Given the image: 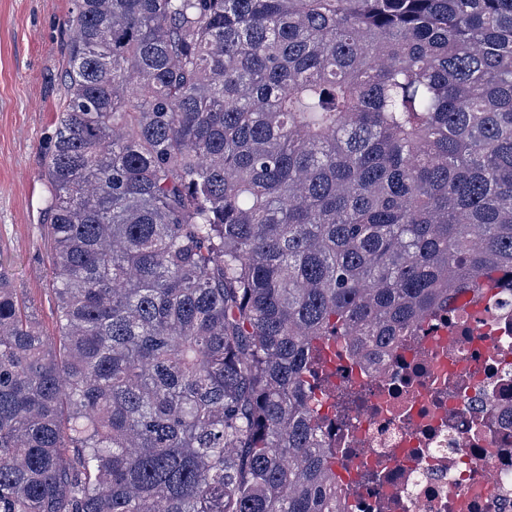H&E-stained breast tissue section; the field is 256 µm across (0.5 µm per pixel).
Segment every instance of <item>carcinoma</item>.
Listing matches in <instances>:
<instances>
[{
    "label": "carcinoma",
    "mask_w": 512,
    "mask_h": 512,
    "mask_svg": "<svg viewBox=\"0 0 512 512\" xmlns=\"http://www.w3.org/2000/svg\"><path fill=\"white\" fill-rule=\"evenodd\" d=\"M53 349L0 271V512H339L310 378L512 286V0H75Z\"/></svg>",
    "instance_id": "1"
}]
</instances>
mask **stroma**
<instances>
[{
    "label": "stroma",
    "mask_w": 512,
    "mask_h": 512,
    "mask_svg": "<svg viewBox=\"0 0 512 512\" xmlns=\"http://www.w3.org/2000/svg\"><path fill=\"white\" fill-rule=\"evenodd\" d=\"M73 0H0V270L56 338L44 157L65 102Z\"/></svg>",
    "instance_id": "stroma-1"
}]
</instances>
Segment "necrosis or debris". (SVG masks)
<instances>
[{
  "label": "necrosis or debris",
  "mask_w": 512,
  "mask_h": 512,
  "mask_svg": "<svg viewBox=\"0 0 512 512\" xmlns=\"http://www.w3.org/2000/svg\"><path fill=\"white\" fill-rule=\"evenodd\" d=\"M340 512H512V297L439 315L374 362L330 360Z\"/></svg>",
  "instance_id": "1"
}]
</instances>
